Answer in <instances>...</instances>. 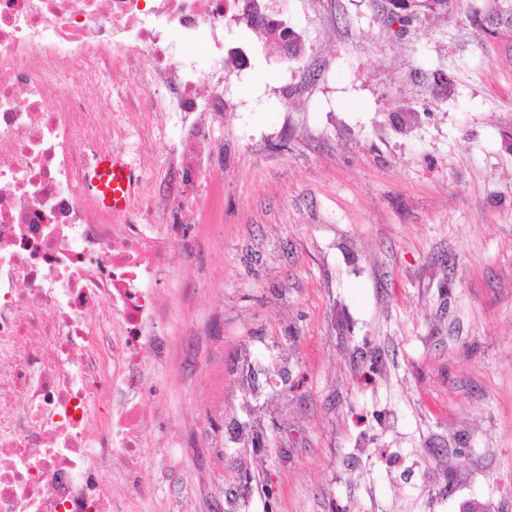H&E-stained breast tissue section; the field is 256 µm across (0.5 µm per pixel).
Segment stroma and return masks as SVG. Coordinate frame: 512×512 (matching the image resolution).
I'll return each instance as SVG.
<instances>
[{
  "label": "stroma",
  "mask_w": 512,
  "mask_h": 512,
  "mask_svg": "<svg viewBox=\"0 0 512 512\" xmlns=\"http://www.w3.org/2000/svg\"><path fill=\"white\" fill-rule=\"evenodd\" d=\"M452 0H282L248 50L224 221L165 285L182 464L142 512H512V30Z\"/></svg>",
  "instance_id": "1"
}]
</instances>
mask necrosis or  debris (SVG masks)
I'll return each instance as SVG.
<instances>
[{"label":"necrosis or debris","mask_w":512,"mask_h":512,"mask_svg":"<svg viewBox=\"0 0 512 512\" xmlns=\"http://www.w3.org/2000/svg\"><path fill=\"white\" fill-rule=\"evenodd\" d=\"M245 3L0 0V512H139L152 492L145 352L167 334L160 290L192 247L186 227L214 203L211 126L247 60L224 27ZM202 58L217 64L205 91ZM160 144L162 176L141 173L124 209L93 202L89 155L138 169ZM116 461L118 499L100 480Z\"/></svg>","instance_id":"1"}]
</instances>
